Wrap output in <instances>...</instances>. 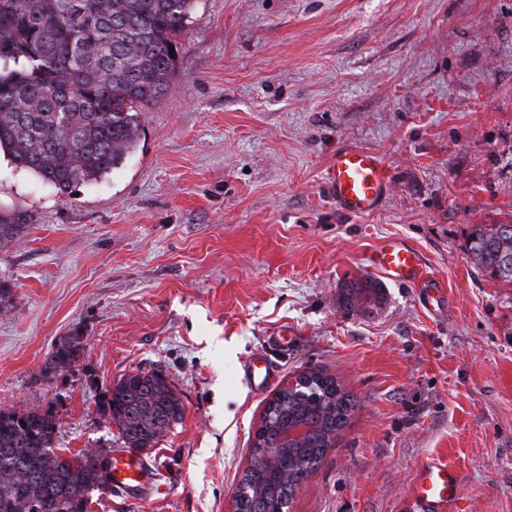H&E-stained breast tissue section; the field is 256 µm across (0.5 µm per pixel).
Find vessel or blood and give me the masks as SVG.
Returning a JSON list of instances; mask_svg holds the SVG:
<instances>
[{"label": "vessel or blood", "instance_id": "1", "mask_svg": "<svg viewBox=\"0 0 512 512\" xmlns=\"http://www.w3.org/2000/svg\"><path fill=\"white\" fill-rule=\"evenodd\" d=\"M328 187L340 211L361 216L374 211L385 197L389 174L376 154L347 146L331 156ZM368 264L390 281L416 287L424 300H432L435 283L426 273L417 250L404 240L386 239L370 252ZM111 470L112 490L118 495L144 492L156 481L153 466L129 448L113 451ZM460 492L457 471L446 464L430 462L415 477L408 508L410 512H447Z\"/></svg>", "mask_w": 512, "mask_h": 512}]
</instances>
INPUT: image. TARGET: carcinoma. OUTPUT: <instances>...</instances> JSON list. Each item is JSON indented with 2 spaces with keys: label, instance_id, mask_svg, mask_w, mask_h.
I'll use <instances>...</instances> for the list:
<instances>
[{
  "label": "carcinoma",
  "instance_id": "1",
  "mask_svg": "<svg viewBox=\"0 0 512 512\" xmlns=\"http://www.w3.org/2000/svg\"><path fill=\"white\" fill-rule=\"evenodd\" d=\"M195 0H0V153L58 194L99 181L134 151L142 112L169 88L170 49L187 32ZM467 250L486 275L512 285V224H479ZM382 295L368 280L344 285L340 306L366 312ZM81 336L56 344L46 370L69 368ZM105 407L121 448L144 451L180 424L184 406L162 372L137 370L111 384ZM354 400L310 370L275 393L240 480L237 512H286L320 464ZM308 433L285 447L289 429ZM49 411L0 410V512H91V492H112L108 454L55 445ZM279 448L268 467L263 456Z\"/></svg>",
  "mask_w": 512,
  "mask_h": 512
}]
</instances>
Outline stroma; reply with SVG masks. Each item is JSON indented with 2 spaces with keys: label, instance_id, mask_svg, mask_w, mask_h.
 <instances>
[{
  "label": "stroma",
  "instance_id": "stroma-1",
  "mask_svg": "<svg viewBox=\"0 0 512 512\" xmlns=\"http://www.w3.org/2000/svg\"><path fill=\"white\" fill-rule=\"evenodd\" d=\"M343 145L389 169L370 214L329 195ZM0 217L23 225L0 244V408L50 411L58 447L108 452L124 374L161 370L184 404L143 453L155 489L93 494V512H234L267 402L313 368L357 408L289 512H405L431 459L462 480L453 512H512V286L466 249L512 222V0H197L136 149L69 195L1 156ZM391 237L444 307L387 280L344 314L342 285ZM76 334L79 361L44 376Z\"/></svg>",
  "mask_w": 512,
  "mask_h": 512
}]
</instances>
